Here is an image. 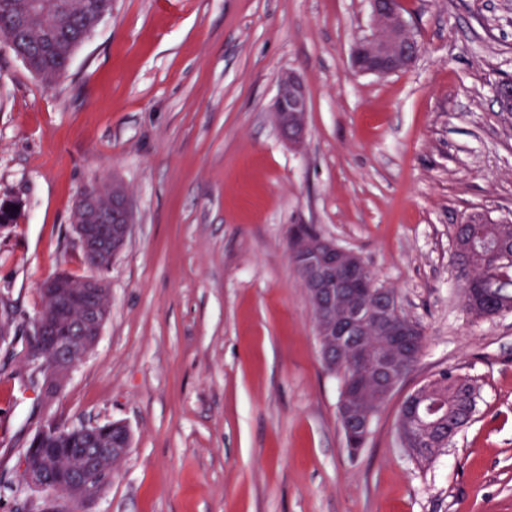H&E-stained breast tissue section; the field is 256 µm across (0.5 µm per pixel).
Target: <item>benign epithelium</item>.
<instances>
[{
  "instance_id": "benign-epithelium-1",
  "label": "benign epithelium",
  "mask_w": 512,
  "mask_h": 512,
  "mask_svg": "<svg viewBox=\"0 0 512 512\" xmlns=\"http://www.w3.org/2000/svg\"><path fill=\"white\" fill-rule=\"evenodd\" d=\"M372 33L356 41L351 49L353 69L362 74L386 77L410 67L417 55L413 32L395 0H370ZM46 9H60V0H33L23 26H33ZM273 116L281 135L291 145L302 142L308 115V95L302 80L293 73L281 76L275 95ZM75 225L82 250L93 256L116 243L126 245L133 224V211L125 190L117 185H86L76 201ZM99 269L92 279L76 280L57 273L44 280L40 288L44 304L33 324L32 345L27 356L40 363L49 356L59 369L55 380L61 388L70 371L96 345L110 313L109 290L105 273ZM368 266L355 252L327 237L312 242L301 275L309 288L320 317L326 323L327 336L336 341L325 346L336 355L349 353L351 369L370 364L382 380L393 377L398 357L390 352L372 353L357 340V326L371 318L383 336L404 334L401 311L395 298L385 289L371 290L363 299ZM425 425L447 414V406L426 400L423 403ZM57 430L45 428L31 442L20 461L25 482L35 488L82 498L91 472L108 471L112 463L126 457L132 445L129 429L120 426L121 441L112 439V425L91 448H69L62 459L52 448H40L44 436Z\"/></svg>"
}]
</instances>
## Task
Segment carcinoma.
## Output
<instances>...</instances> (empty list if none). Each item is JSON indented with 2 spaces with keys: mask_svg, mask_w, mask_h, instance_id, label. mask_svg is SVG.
<instances>
[{
  "mask_svg": "<svg viewBox=\"0 0 512 512\" xmlns=\"http://www.w3.org/2000/svg\"><path fill=\"white\" fill-rule=\"evenodd\" d=\"M30 0H0V39L17 36V29ZM105 0H67L72 21L62 25L56 13L47 12L40 23V35L25 37L22 41L31 60L30 71L52 82L65 76L75 44L84 30L96 18L99 6ZM320 232L311 224H297L290 231L295 241H312ZM453 264H462L469 278L460 285L463 311L475 320L488 319L512 310V222H493L484 214L474 212L453 229ZM327 369L340 378L338 402L339 420H344V402L351 393L354 379L364 381L362 405L366 415L376 419L392 392L381 389L377 380L366 371L357 376L341 373V364H326ZM425 388L438 398L446 400L448 417L426 431L416 416L413 401L408 395L400 407L397 427L402 447L419 463L430 462L455 429L463 428L472 419L477 408L478 390L474 383L451 371L436 373ZM52 448L89 446V436L65 430L48 438Z\"/></svg>",
  "mask_w": 512,
  "mask_h": 512,
  "instance_id": "obj_1",
  "label": "carcinoma"
}]
</instances>
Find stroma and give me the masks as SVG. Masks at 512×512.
<instances>
[{
    "mask_svg": "<svg viewBox=\"0 0 512 512\" xmlns=\"http://www.w3.org/2000/svg\"><path fill=\"white\" fill-rule=\"evenodd\" d=\"M420 45L354 72L368 0H112L47 82L0 43V512H42L20 458L49 421L121 423L132 446L77 512H512V312L460 303L453 228L512 220V0H401ZM298 75L303 142L273 118ZM117 182L135 214L106 275L110 316L53 399L27 358L65 271L92 276L74 204ZM359 254L423 328L422 354L349 453L289 230ZM479 389L431 463L400 445L405 398L437 372Z\"/></svg>",
    "mask_w": 512,
    "mask_h": 512,
    "instance_id": "stroma-1",
    "label": "stroma"
}]
</instances>
